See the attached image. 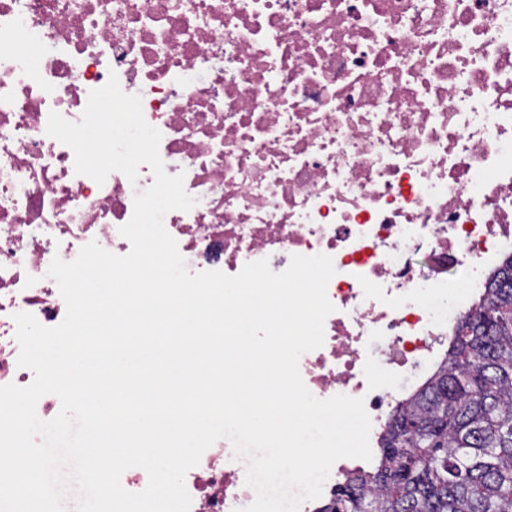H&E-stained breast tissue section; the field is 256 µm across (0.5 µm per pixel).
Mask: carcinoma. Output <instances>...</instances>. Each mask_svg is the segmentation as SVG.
Here are the masks:
<instances>
[{
    "instance_id": "1",
    "label": "carcinoma",
    "mask_w": 512,
    "mask_h": 512,
    "mask_svg": "<svg viewBox=\"0 0 512 512\" xmlns=\"http://www.w3.org/2000/svg\"><path fill=\"white\" fill-rule=\"evenodd\" d=\"M324 512H512V257L459 318L446 366L398 404L375 471Z\"/></svg>"
}]
</instances>
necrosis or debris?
<instances>
[{
    "mask_svg": "<svg viewBox=\"0 0 512 512\" xmlns=\"http://www.w3.org/2000/svg\"><path fill=\"white\" fill-rule=\"evenodd\" d=\"M113 73L197 199L164 218L191 271L331 256L335 311L299 373L363 399L379 447L512 255V0H0V386L34 379L15 314L65 316L53 258L130 250L149 166L100 185L46 132ZM231 456L218 440L187 472L190 512L254 502Z\"/></svg>",
    "mask_w": 512,
    "mask_h": 512,
    "instance_id": "1",
    "label": "necrosis or debris"
}]
</instances>
